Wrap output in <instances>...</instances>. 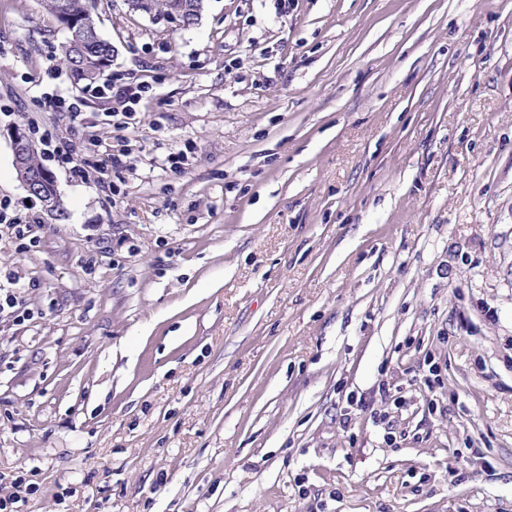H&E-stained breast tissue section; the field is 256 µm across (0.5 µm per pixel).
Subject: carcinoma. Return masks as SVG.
Segmentation results:
<instances>
[{
    "instance_id": "obj_1",
    "label": "carcinoma",
    "mask_w": 512,
    "mask_h": 512,
    "mask_svg": "<svg viewBox=\"0 0 512 512\" xmlns=\"http://www.w3.org/2000/svg\"><path fill=\"white\" fill-rule=\"evenodd\" d=\"M45 10L58 23L83 37L78 42L69 37L64 46L63 64L84 85L96 84L112 65V44L98 34L93 17V0H41ZM204 0H140L134 13L154 14L162 18L175 11L189 14L191 24H198L204 11Z\"/></svg>"
}]
</instances>
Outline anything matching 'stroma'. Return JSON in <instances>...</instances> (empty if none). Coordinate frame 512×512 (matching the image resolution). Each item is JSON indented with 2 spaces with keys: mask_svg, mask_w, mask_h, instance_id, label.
Returning <instances> with one entry per match:
<instances>
[{
  "mask_svg": "<svg viewBox=\"0 0 512 512\" xmlns=\"http://www.w3.org/2000/svg\"><path fill=\"white\" fill-rule=\"evenodd\" d=\"M128 127L0 0V498L14 512H512V0H97ZM125 152L107 187L10 132ZM189 150L175 171L170 154ZM138 3L140 9L128 10L131 14L146 15L150 17V13L154 14V18H163L171 15L172 12H187L191 17V26L198 24L204 11V0H134ZM36 102L42 107L66 112L73 120L81 116L80 96L55 90L52 93L45 92L40 97H36ZM10 146L13 156V164L26 192L39 198L46 209H52L58 195L54 177L37 159V151L31 154V162L38 168H33L30 164V153L35 145L28 133L22 128H16L10 135Z\"/></svg>",
  "mask_w": 512,
  "mask_h": 512,
  "instance_id": "35a3bbf8",
  "label": "stroma"
}]
</instances>
